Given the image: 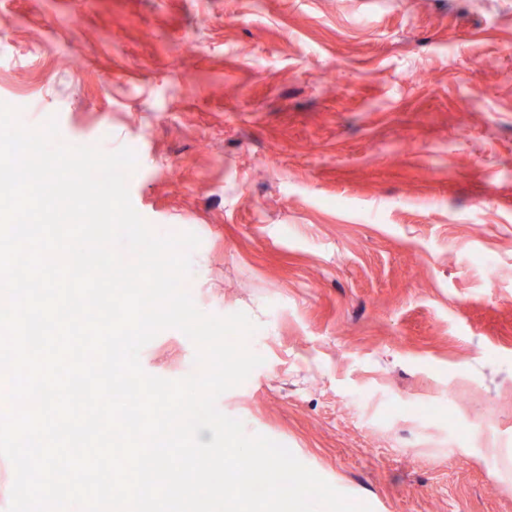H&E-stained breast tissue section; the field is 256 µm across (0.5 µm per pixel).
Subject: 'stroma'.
Segmentation results:
<instances>
[{
  "label": "stroma",
  "mask_w": 512,
  "mask_h": 512,
  "mask_svg": "<svg viewBox=\"0 0 512 512\" xmlns=\"http://www.w3.org/2000/svg\"><path fill=\"white\" fill-rule=\"evenodd\" d=\"M0 103L199 236L196 306L257 326L246 434L372 512H512V0H0Z\"/></svg>",
  "instance_id": "obj_1"
}]
</instances>
